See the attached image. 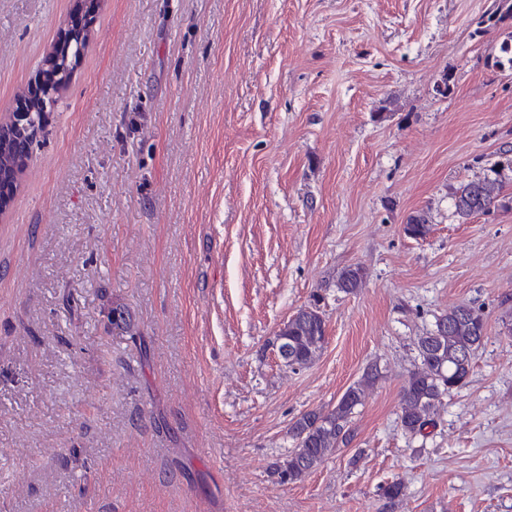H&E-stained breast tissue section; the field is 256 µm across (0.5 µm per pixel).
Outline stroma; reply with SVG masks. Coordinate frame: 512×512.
Masks as SVG:
<instances>
[{
	"label": "stroma",
	"mask_w": 512,
	"mask_h": 512,
	"mask_svg": "<svg viewBox=\"0 0 512 512\" xmlns=\"http://www.w3.org/2000/svg\"><path fill=\"white\" fill-rule=\"evenodd\" d=\"M97 2L0 214V512H512V0ZM77 3L0 0V118ZM460 304L487 338L405 435L412 340ZM304 307L327 343L294 370ZM372 364L350 441L281 483L292 422ZM502 191V180L497 176H484L462 184L454 195L455 215L465 223L474 216L490 212ZM366 272L361 265H351L342 269L337 278V286L345 293H356L363 287ZM276 341L288 347L277 346L279 357L286 366L306 367L321 355L326 344V325L322 313L315 307L299 309L283 323L276 334ZM288 359L285 360V358Z\"/></svg>",
	"instance_id": "stroma-1"
}]
</instances>
